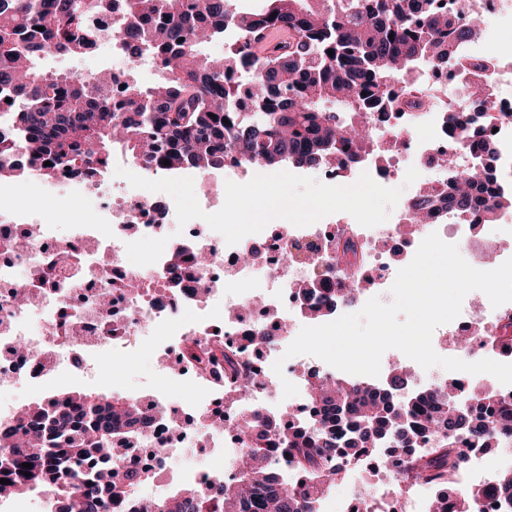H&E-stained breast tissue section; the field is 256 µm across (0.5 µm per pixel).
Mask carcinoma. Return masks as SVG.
Listing matches in <instances>:
<instances>
[{
	"instance_id": "cac0c4a2",
	"label": "carcinoma",
	"mask_w": 512,
	"mask_h": 512,
	"mask_svg": "<svg viewBox=\"0 0 512 512\" xmlns=\"http://www.w3.org/2000/svg\"><path fill=\"white\" fill-rule=\"evenodd\" d=\"M116 2L0 0V100L12 99L0 112V180L24 179L38 160L51 162L41 169L47 181L66 167L98 175L114 150L165 173L219 170L229 156L255 168H312L336 154L371 150L363 113L391 112L410 90L419 93L416 107L431 108L434 96L413 83L421 69L491 68L461 50L483 34L480 12L469 7L470 22L457 30L441 0H265L259 13L238 0H124V33L136 39L137 57L158 64L157 83H140L131 69L114 98L112 77L101 72L81 78L40 68L46 54L92 53L90 19ZM227 25L240 30L242 41L227 45L216 62L202 48L224 39ZM243 82L253 108L248 117L235 110ZM473 93L470 113L448 107V130L471 139L475 153L467 175L448 181V203L461 212L491 183L497 159L480 136L500 116L484 88ZM479 205L477 223L491 224L498 210L512 209V193H493ZM224 373L239 394L252 384L234 351H224ZM409 382L398 366L375 386L312 372L307 389L323 429L285 434L254 411L244 417L250 438L231 483L187 482L160 504L139 499L136 488L148 478L139 463L116 475L108 454L114 442L144 436L151 414L124 396H47L0 433V474L10 480L0 483V497L23 487L42 491L55 512H112L120 499L130 502L129 512H321L345 464L386 448L399 461L401 480L439 485L455 496L453 503L436 498L432 512H475L483 489L458 483L467 465L458 440L494 447L512 435V406L494 390L475 389L465 402L442 387L411 390ZM420 437L431 438L434 448L416 456ZM288 465L301 479L288 481Z\"/></svg>"
}]
</instances>
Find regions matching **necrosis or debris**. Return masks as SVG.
I'll return each instance as SVG.
<instances>
[{"label": "necrosis or debris", "mask_w": 512, "mask_h": 512, "mask_svg": "<svg viewBox=\"0 0 512 512\" xmlns=\"http://www.w3.org/2000/svg\"><path fill=\"white\" fill-rule=\"evenodd\" d=\"M482 7L493 26L468 41L463 51L491 65L490 102L501 115L490 136L501 160L494 181L497 192L508 193L512 55L501 52L498 42L502 22H512V0H482ZM420 79L436 93L437 110L405 104L394 112L366 115L373 155L344 157L317 168L325 184L347 185L366 173L387 188L405 182L408 169H416L408 197L398 202L388 224L365 227L329 215L305 227L277 222L227 244L204 216L223 207L227 182L240 184L250 175L248 165L230 158L220 174L189 170L204 215L188 221L178 234L167 231L177 221L173 199L155 200L151 191L117 175L121 167L145 176L138 161L126 157H113L111 168L93 178L60 171L53 186L42 190L50 207L38 211L0 196V423L16 412L7 393L37 390L69 374L104 373L109 357H132L135 346L147 341L162 372L179 389L158 392L165 417L157 420L148 443L116 446L114 462L134 458L154 471L171 453L188 456L201 447L221 448L227 458L224 472L232 474L248 442L240 425L244 411L267 413L273 406V365L280 349H261L262 365L248 396L231 403L223 360L208 365L188 361L186 345L218 341L251 359L249 336L261 329L276 333L284 323L289 338H296L302 327L311 325L306 307L321 305L323 289L360 279L362 286L350 302L354 309L389 295L398 271L434 232L467 254L470 266L482 265L487 257L471 215L449 208L447 201L448 175L469 168L472 150L449 132L445 110L451 106L465 112L469 103L453 93L456 71L429 66ZM422 195L435 201L431 217L406 232L409 204ZM136 245L148 246L149 253L143 264L131 266L125 257ZM285 250L293 253L286 263L281 260ZM176 252L184 261L174 270L170 257ZM199 253L208 255L207 265L195 263ZM130 280L137 282V291L126 289ZM310 283L316 292L307 302L301 290ZM510 316L512 302L493 308L467 298L461 322L448 325L446 333L470 337L476 348ZM437 494L433 485L412 482L401 496L381 488L369 497L354 490L350 503L357 512H430Z\"/></svg>", "instance_id": "obj_1"}]
</instances>
